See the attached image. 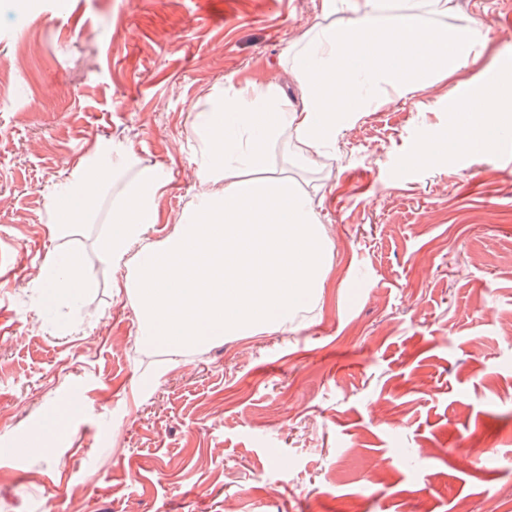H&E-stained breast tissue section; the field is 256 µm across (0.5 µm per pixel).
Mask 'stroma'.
Instances as JSON below:
<instances>
[{
    "instance_id": "1",
    "label": "stroma",
    "mask_w": 512,
    "mask_h": 512,
    "mask_svg": "<svg viewBox=\"0 0 512 512\" xmlns=\"http://www.w3.org/2000/svg\"><path fill=\"white\" fill-rule=\"evenodd\" d=\"M322 0H0V512H512V132L463 152L456 104L480 65L352 114L311 175L331 257L289 330L197 351L138 342L135 299L92 224L54 234L48 192L99 143L170 175L161 245L194 202V113L275 74ZM438 161L413 163L424 144ZM80 250L90 288L43 317L40 265ZM70 429L32 427L66 400ZM484 454L462 467L459 453Z\"/></svg>"
}]
</instances>
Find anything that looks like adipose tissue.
Here are the masks:
<instances>
[{"label": "adipose tissue", "instance_id": "1", "mask_svg": "<svg viewBox=\"0 0 512 512\" xmlns=\"http://www.w3.org/2000/svg\"><path fill=\"white\" fill-rule=\"evenodd\" d=\"M350 20L313 23L282 56L300 86L293 100L278 84L228 85L210 110L195 113L196 176L202 186L179 232L161 249L146 246L169 183L163 168L137 165L127 148L98 145L51 191L66 226L88 223L110 182L112 227L101 259L126 268L123 288L137 296L139 334L148 342L197 344L268 325L287 328L293 310L321 287L328 249L308 191L270 169L276 151L294 149L298 167H319L349 115L383 89L398 92L451 78L481 61L479 22L446 23L454 0H328ZM449 140L464 151L490 146L491 126H512V82L476 90ZM39 279L49 300L73 301L87 285L81 254H55Z\"/></svg>", "mask_w": 512, "mask_h": 512}]
</instances>
